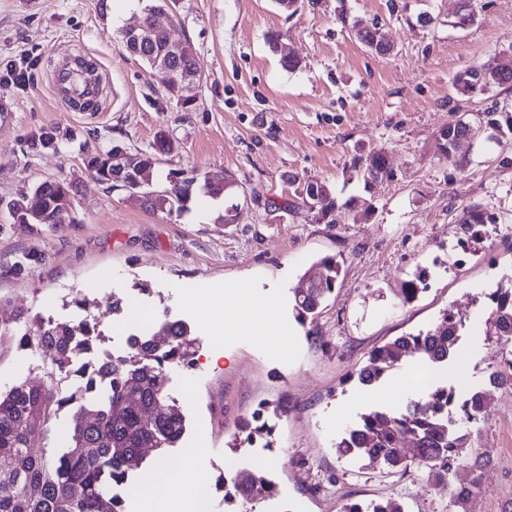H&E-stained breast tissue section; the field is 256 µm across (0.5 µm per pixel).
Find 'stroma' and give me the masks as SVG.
Instances as JSON below:
<instances>
[{"label": "stroma", "mask_w": 512, "mask_h": 512, "mask_svg": "<svg viewBox=\"0 0 512 512\" xmlns=\"http://www.w3.org/2000/svg\"><path fill=\"white\" fill-rule=\"evenodd\" d=\"M459 0H299L294 13L274 0H166L159 17L189 42L201 78L170 96L163 72L132 56L120 29L141 17L139 0H0V76L7 65L26 81L0 87V304L65 316L81 291L107 347L119 348L136 322L114 315L113 296L198 326L183 286L250 280L274 287L281 313L313 261L341 267L336 290L312 322L279 342L263 339L237 312L232 333L211 323L224 354L216 366L172 370L169 393L190 421L184 448L203 449L212 512H224L222 464L248 462L255 448L230 452L238 422L260 404L273 448L260 457L280 490L276 512H343L346 504L399 501L404 512H454L447 483L431 484L417 465L391 471L377 460L339 456L346 427L372 403L349 375L371 351L437 324L445 312L466 327L457 360L481 387L486 412L471 437L486 464L466 512H512V388L493 386L501 350L486 332L489 292L512 293V89L458 95L455 76L488 59L512 55V0H469L473 25L459 28ZM428 14L432 23L422 24ZM378 26L392 46L379 55L356 32ZM280 33L270 47L268 33ZM82 53L98 64L103 93L95 112L54 98L57 69ZM299 58L285 68V55ZM457 112H450V105ZM479 125L463 148L468 163L444 158L437 135L456 115ZM49 131L55 145L42 147ZM166 138L168 150L157 148ZM155 159L153 190L169 172L224 170L240 189L233 223L195 195L186 212L147 208L139 195L89 175L86 156L111 146ZM383 152L390 178L364 184L357 156ZM76 182L73 223L50 231L14 223L8 202L21 187L47 179ZM332 185L366 199L370 212H342L328 224L285 211L298 183ZM476 204L496 216L469 238L459 224ZM426 288L405 300L407 281Z\"/></svg>", "instance_id": "obj_1"}]
</instances>
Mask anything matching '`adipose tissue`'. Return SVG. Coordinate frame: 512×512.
<instances>
[{"instance_id": "obj_1", "label": "adipose tissue", "mask_w": 512, "mask_h": 512, "mask_svg": "<svg viewBox=\"0 0 512 512\" xmlns=\"http://www.w3.org/2000/svg\"><path fill=\"white\" fill-rule=\"evenodd\" d=\"M207 293L211 299L230 306H255L252 319L255 336L266 335L271 327L280 323L277 296L268 295L264 300H257L252 283H214ZM201 454V449H192L186 455L182 468L170 473L155 471L146 474L140 484L133 486L129 494L139 502L141 512H210V503L203 495L206 477L197 466ZM160 485L168 491V499L163 503L153 496L154 489Z\"/></svg>"}]
</instances>
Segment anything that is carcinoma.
<instances>
[{
	"mask_svg": "<svg viewBox=\"0 0 512 512\" xmlns=\"http://www.w3.org/2000/svg\"><path fill=\"white\" fill-rule=\"evenodd\" d=\"M164 0L144 6L143 26L150 32L147 46L137 57L151 68L165 69L167 91L175 97L186 81L201 77L200 64L191 45L180 44L178 53L167 48L166 34L155 29L153 12ZM358 40L370 49L384 42L378 27L363 28ZM496 60L459 73L454 81L461 94L484 91L490 86L512 87V72L502 80L490 76ZM471 122L458 118L442 129V155L455 151L457 140L470 133ZM83 166L99 182L111 188L138 187L144 204L154 210L183 212L193 195L232 199L240 194L232 175L210 171L203 177L174 176L169 188L151 190L155 160L149 152H127L130 182L114 179V148L83 159ZM389 176L384 154L371 155L364 167L365 181ZM77 185L66 179L46 180L23 187L7 203L16 224H36L49 229L73 222ZM366 205L355 196L342 198L324 182H306L295 190L284 210L290 214L314 212L328 224L346 209ZM464 230L494 222L479 205L465 207ZM340 268L332 257L312 263L303 274L304 288L292 292L295 318L303 323L335 290ZM491 335L502 350L503 367L489 375V382L512 386V295L488 294ZM75 313L65 318L45 317L18 309L5 313L0 306V340L43 358L38 375L0 388V512H125L124 499L115 488L130 483L136 474L167 457L187 433L188 420L180 406L170 401L169 372L195 367L198 338L189 324L165 310L153 325L152 337L127 340L117 356L96 367L97 383L78 379L72 369L80 353L102 348L105 335L88 314L87 300L74 296L68 303ZM464 318L445 314L434 328L399 336L378 347L367 363L350 374L361 386L383 381L404 354L417 352L438 372L425 396L410 399L396 410L375 407L360 414L336 444L339 456L358 460L379 459L391 469L407 468L401 444H413V459L438 482L456 469L477 472L484 460L467 453L471 427L480 420L483 394L461 381L448 382L444 369L456 359V345ZM267 407L261 405L240 424L244 441L271 432ZM42 447H33L34 442ZM274 494L276 486L264 468L251 470L235 482V501H251L256 486ZM345 512H404L394 500L367 507L346 505Z\"/></svg>",
	"mask_w": 512,
	"mask_h": 512,
	"instance_id": "cac0c4a2",
	"label": "carcinoma"
}]
</instances>
